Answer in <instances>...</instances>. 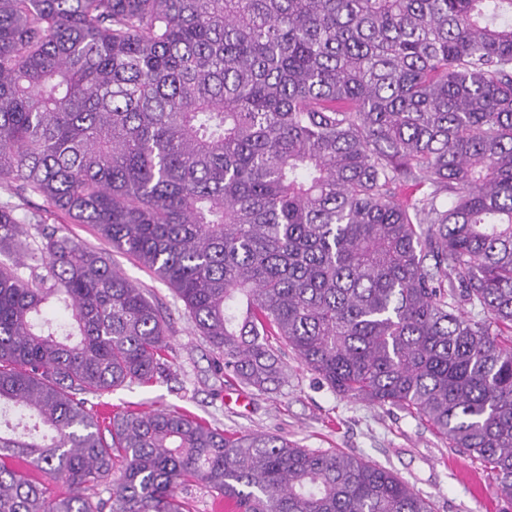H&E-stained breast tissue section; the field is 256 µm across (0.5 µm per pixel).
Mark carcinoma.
<instances>
[{
	"instance_id": "cac0c4a2",
	"label": "carcinoma",
	"mask_w": 512,
	"mask_h": 512,
	"mask_svg": "<svg viewBox=\"0 0 512 512\" xmlns=\"http://www.w3.org/2000/svg\"><path fill=\"white\" fill-rule=\"evenodd\" d=\"M0 179L153 271L215 375L280 386L275 337L512 507V0H0ZM26 225L0 206V512H192V483L232 512H432L360 456L99 421L85 396L167 376V316Z\"/></svg>"
}]
</instances>
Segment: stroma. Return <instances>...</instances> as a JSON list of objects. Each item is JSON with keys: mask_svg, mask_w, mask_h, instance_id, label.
Wrapping results in <instances>:
<instances>
[{"mask_svg": "<svg viewBox=\"0 0 512 512\" xmlns=\"http://www.w3.org/2000/svg\"><path fill=\"white\" fill-rule=\"evenodd\" d=\"M1 204L16 206L32 225L58 229L105 253L116 269L171 317L167 336L171 375L91 398L96 413L179 409L224 431L276 435L306 448L364 457L429 496L433 512H499L502 503L496 484L484 478L477 462L449 448L426 422L399 408L335 395L291 353L281 356L285 371L281 386L267 392L249 391L245 407L229 402L228 393L239 390V383L215 375L210 347L185 315L182 303L154 273L113 249L91 226L70 223L42 197H20L11 181L0 180Z\"/></svg>", "mask_w": 512, "mask_h": 512, "instance_id": "35a3bbf8", "label": "stroma"}]
</instances>
